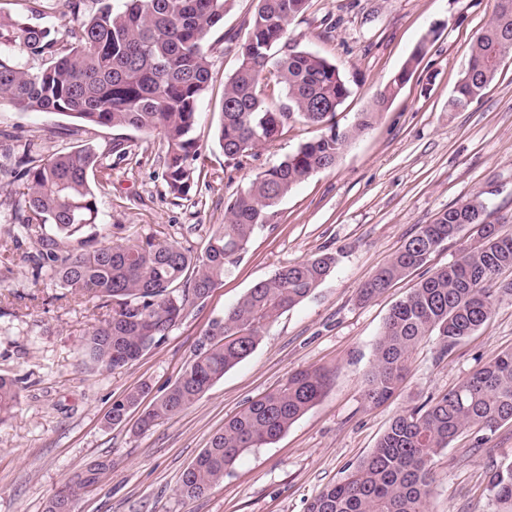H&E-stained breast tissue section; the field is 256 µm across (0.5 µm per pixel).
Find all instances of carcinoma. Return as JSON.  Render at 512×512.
Listing matches in <instances>:
<instances>
[{"instance_id": "1", "label": "carcinoma", "mask_w": 512, "mask_h": 512, "mask_svg": "<svg viewBox=\"0 0 512 512\" xmlns=\"http://www.w3.org/2000/svg\"><path fill=\"white\" fill-rule=\"evenodd\" d=\"M64 31L30 22L22 13L0 14V47L17 46L42 61L34 69L0 54V106L49 112L114 130L133 129L161 135L162 176L172 198H188L203 170L196 165L198 105L210 78L204 50L209 35L224 22L231 0H96L83 14L81 0H54ZM245 36L223 34L220 43L240 64L224 83L218 141L234 168L243 167L256 150L274 142L291 122L319 126L323 133L301 144L280 163L258 173L248 188L226 204L224 224L200 251L175 241L153 238L100 244L86 230L98 224L99 210L90 180L107 169L104 160L128 157L125 140H112L107 151L85 145L49 158L23 145L14 171L26 192L17 211L14 242L35 227L49 224L54 234L24 255L34 279L52 278L63 293L112 307V314L82 336L85 369H119L161 343L187 309L206 300L246 250L255 231L269 222L274 207L297 184L336 165L348 140L370 127L399 91L393 80L369 112L344 130L336 112L350 94L336 64L284 43L288 25L311 7V0H258ZM428 51L421 41L399 78L406 81ZM512 57V0H496L491 22L471 46L448 111L465 109L482 98L501 64ZM279 86L287 102L268 99L265 89ZM488 203L475 194L423 224L404 248L360 289L368 301L407 271L425 264L444 242L467 227L477 241L459 259L422 280L390 311L378 340L367 398L390 399L398 389L416 346L427 336L441 341L446 354L492 317L498 273L512 268V234L485 222ZM80 248L65 250L63 240ZM335 257L330 254L285 265L254 284L237 303L214 319L200 337L184 374L155 397L139 418V429L174 418L204 395L224 373L258 346L264 328L320 286ZM329 384L323 369L300 370L280 388L250 402L224 423L208 446L182 473L179 493L196 498L224 480L250 448L273 443L317 404ZM19 379L0 374V420L19 400ZM150 392L146 384L112 402L105 426L122 425ZM512 421V351L484 364L457 388L396 415L376 448L341 483L325 486L307 512H428L432 464L449 443L475 428L487 435ZM109 464H89L67 489L47 499L44 512H75L80 491L97 482ZM493 512H512V459L496 465L488 482Z\"/></svg>"}]
</instances>
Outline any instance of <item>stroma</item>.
Here are the masks:
<instances>
[{
  "mask_svg": "<svg viewBox=\"0 0 512 512\" xmlns=\"http://www.w3.org/2000/svg\"><path fill=\"white\" fill-rule=\"evenodd\" d=\"M255 6V0H233L222 32H244ZM494 6L495 0H312L289 26L288 39L336 64L348 81L350 94L336 114L339 128L371 108L423 38H430L429 49L386 111L346 143L336 166L295 186L222 284L188 308L161 344L120 369L82 370L81 337L103 312L59 298L49 278L33 280L22 255L35 250L38 238L13 242L12 215L24 198L12 175L15 157L0 159V255L11 259L0 265V373L21 380L18 404L0 423V512H44L47 499L98 459L110 460L112 468L82 495L77 512H306L323 487L343 481L371 454L398 413L448 392L479 365L512 350V293L501 288L492 318L479 331L447 353L437 336L427 337L391 399L373 404L365 398L392 307L455 261L474 235L466 230L447 241L367 303L358 296L363 283L420 225L475 193L488 201L487 222L512 233V57L481 100L459 112L448 109ZM222 32L207 40L210 80L195 130L205 179L190 199L172 198L162 177L160 135L126 131L129 157L112 160L108 180L94 188L107 240L168 238L201 249L223 224L229 198L320 135L319 127L297 123L259 148L244 168L228 164L217 132L224 84L238 57L223 51ZM0 131L47 155L86 143L102 151L114 135L63 115L10 107L0 108ZM321 254L336 259L322 284L271 322L253 353L187 410L146 431L138 430L134 414L105 427L113 401L127 391L145 383L156 396L175 382L211 321L252 285ZM318 367L330 381L313 408L276 442L244 452L203 497L179 496L182 472L225 421L292 373ZM511 456L512 422L482 441L472 432L452 441L435 459L429 512H490L488 476Z\"/></svg>",
  "mask_w": 512,
  "mask_h": 512,
  "instance_id": "35a3bbf8",
  "label": "stroma"
}]
</instances>
